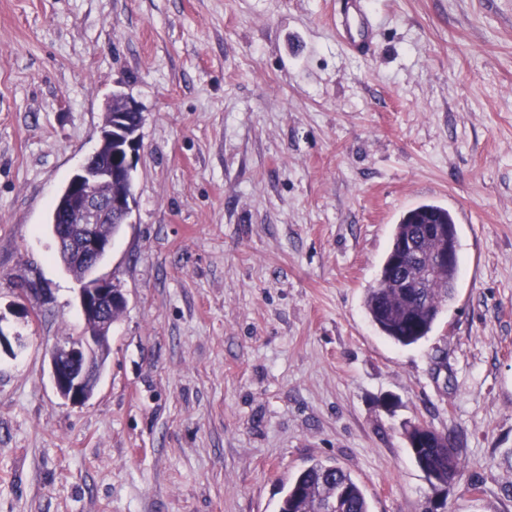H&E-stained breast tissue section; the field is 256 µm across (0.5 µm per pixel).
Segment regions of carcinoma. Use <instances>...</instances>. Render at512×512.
Masks as SVG:
<instances>
[{"label":"carcinoma","instance_id":"1","mask_svg":"<svg viewBox=\"0 0 512 512\" xmlns=\"http://www.w3.org/2000/svg\"><path fill=\"white\" fill-rule=\"evenodd\" d=\"M441 229L451 244L457 243L456 224L447 208L420 203L406 210L394 225L391 243L374 284L367 289L364 306L372 325L397 345L410 346L425 339L452 298L459 264L437 267L441 239L428 234ZM416 245L413 268H434V278L421 288H404L401 281L408 269L396 262L400 245ZM432 443L412 448L420 467H434V478L445 481L448 474L460 477L463 465L453 438L429 429ZM280 512H371L367 498L350 473L336 465L315 461L301 469L288 485Z\"/></svg>","mask_w":512,"mask_h":512}]
</instances>
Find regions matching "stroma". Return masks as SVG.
<instances>
[{
  "label": "stroma",
  "instance_id": "1",
  "mask_svg": "<svg viewBox=\"0 0 512 512\" xmlns=\"http://www.w3.org/2000/svg\"><path fill=\"white\" fill-rule=\"evenodd\" d=\"M364 4L365 56L337 0H0V512H279L314 460L371 512H424L418 421L465 462L445 512H512V0ZM116 93L144 116L100 267L126 307L73 406L50 350L80 284L49 217ZM421 202L469 220L452 299L401 347L364 297Z\"/></svg>",
  "mask_w": 512,
  "mask_h": 512
}]
</instances>
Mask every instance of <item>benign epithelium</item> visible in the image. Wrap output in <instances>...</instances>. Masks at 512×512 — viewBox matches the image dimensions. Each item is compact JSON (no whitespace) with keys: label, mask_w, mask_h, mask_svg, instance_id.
<instances>
[{"label":"benign epithelium","mask_w":512,"mask_h":512,"mask_svg":"<svg viewBox=\"0 0 512 512\" xmlns=\"http://www.w3.org/2000/svg\"><path fill=\"white\" fill-rule=\"evenodd\" d=\"M141 127L142 123H137L128 137L124 162L127 168L134 165ZM111 142L112 109L109 108L99 128L95 152L83 160L63 189L73 212L72 223L63 225L61 232L53 233L56 251L66 252L68 260L88 265L93 272V282L80 289V307L91 323L83 334L56 345L51 353L53 386L60 397L74 405L85 403L94 394L101 373V341L112 327L114 282L110 277L95 275L112 243V237L101 233L100 225L112 223L115 214L127 224L131 215L123 196L101 191L104 186H112L115 171L110 164H95V158Z\"/></svg>","instance_id":"1"}]
</instances>
